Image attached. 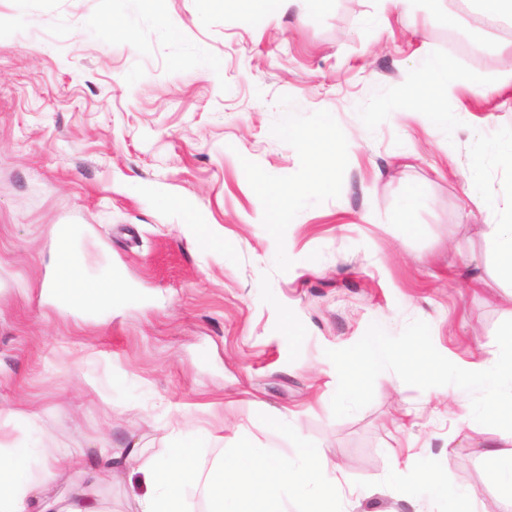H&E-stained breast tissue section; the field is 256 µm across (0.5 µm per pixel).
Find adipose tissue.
I'll return each mask as SVG.
<instances>
[{
  "instance_id": "ef3b65f1",
  "label": "adipose tissue",
  "mask_w": 512,
  "mask_h": 512,
  "mask_svg": "<svg viewBox=\"0 0 512 512\" xmlns=\"http://www.w3.org/2000/svg\"><path fill=\"white\" fill-rule=\"evenodd\" d=\"M447 57L423 55L411 92L432 123L447 122V109L438 101L462 83ZM56 274L65 287L67 304L94 310L118 299L121 279L110 274L85 277L73 254L69 235L57 233ZM99 466L88 469L82 454L57 448L37 450L0 443V512H105L96 495L102 480L122 471H139L148 486L135 497L131 512H190L186 490L200 489L210 512H288V498L306 497L324 512H336L331 481L322 476L321 452L312 447L296 449L294 460L279 458L255 445L241 446L232 457L217 459L202 469L198 450L185 439L176 440L165 458L142 463L130 451L120 455L98 450ZM69 470L77 480L68 495L54 492L57 471Z\"/></svg>"
}]
</instances>
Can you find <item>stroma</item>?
Returning a JSON list of instances; mask_svg holds the SVG:
<instances>
[{"label": "stroma", "mask_w": 512, "mask_h": 512, "mask_svg": "<svg viewBox=\"0 0 512 512\" xmlns=\"http://www.w3.org/2000/svg\"><path fill=\"white\" fill-rule=\"evenodd\" d=\"M457 3L414 0L379 25L375 0L248 19L167 0L164 26L133 0H0V409L40 413L0 440L151 461L193 434L206 469L243 442L309 446L338 512H448L437 479L497 497L482 468L494 428L458 427L470 394L385 371L337 419L325 355L420 319L450 361L488 359L512 320V279L478 231L512 215V169L490 157L512 142V87H457L446 106L465 119L446 126L409 91L427 53L463 75L502 68L512 23L475 26ZM315 145L340 149L325 187L267 223L268 188L304 182ZM59 225L89 277L120 275L111 307L48 289ZM141 490L123 472L98 495L129 512Z\"/></svg>", "instance_id": "obj_1"}]
</instances>
